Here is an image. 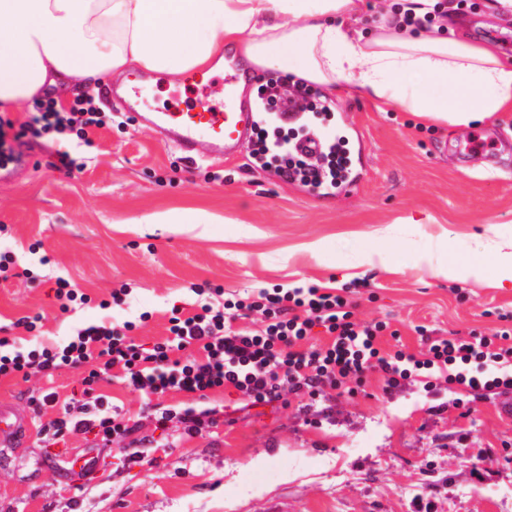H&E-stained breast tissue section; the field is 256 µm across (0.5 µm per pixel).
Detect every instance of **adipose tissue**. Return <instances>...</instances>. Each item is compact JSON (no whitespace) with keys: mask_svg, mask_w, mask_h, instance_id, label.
Here are the masks:
<instances>
[{"mask_svg":"<svg viewBox=\"0 0 512 512\" xmlns=\"http://www.w3.org/2000/svg\"><path fill=\"white\" fill-rule=\"evenodd\" d=\"M357 0H0V112L51 77L205 69L225 45L336 94L340 86L465 127L512 108V68L494 46L383 22Z\"/></svg>","mask_w":512,"mask_h":512,"instance_id":"obj_1","label":"adipose tissue"}]
</instances>
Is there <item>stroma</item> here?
<instances>
[{
    "label": "stroma",
    "mask_w": 512,
    "mask_h": 512,
    "mask_svg": "<svg viewBox=\"0 0 512 512\" xmlns=\"http://www.w3.org/2000/svg\"><path fill=\"white\" fill-rule=\"evenodd\" d=\"M495 0L460 7L449 0L459 32L498 46L512 67V14ZM358 141L361 180L350 194L319 201L242 161L181 165L146 128L97 129L82 173L50 167L38 143L24 144L31 167L0 182V248L25 253L40 242L49 264L44 283L19 274L0 281V327L25 316L44 318L50 338L99 321L91 306L61 311L49 284L62 276L95 298L128 284L114 320L151 312L137 332L149 343L165 335L172 304L192 311L191 284L211 282L233 299L256 288L314 284L350 287L355 318L384 321V350L423 349L426 338L465 336L503 327L512 316V284H498L499 252L512 251V109L473 122L494 130L508 148L461 160L465 133L430 123L351 91L333 98ZM180 165V181L158 177ZM426 335H419V328ZM73 373L0 380V403L48 422L71 393ZM381 374L338 397L331 412L304 414L303 398L247 406L235 390L211 394L224 422L187 436L155 431L145 402L120 379L97 391L141 421L159 442L152 463L124 466L118 448L96 447L92 435L63 441L36 433L0 464V512H411L414 495L432 512H512V419L499 401L469 412L409 388L385 395ZM56 393L57 407L35 413L34 397ZM89 455L92 479L71 468Z\"/></svg>",
    "instance_id": "obj_1"
}]
</instances>
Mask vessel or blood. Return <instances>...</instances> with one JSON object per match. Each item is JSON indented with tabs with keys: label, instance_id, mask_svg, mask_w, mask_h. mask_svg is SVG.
<instances>
[{
	"label": "vessel or blood",
	"instance_id": "obj_1",
	"mask_svg": "<svg viewBox=\"0 0 512 512\" xmlns=\"http://www.w3.org/2000/svg\"><path fill=\"white\" fill-rule=\"evenodd\" d=\"M224 81V105L216 107L204 100L210 85L207 78L189 73L180 77L185 92L196 95L199 102L193 112H143L139 109L138 84L120 77H107L99 87L98 95L105 107L120 106L133 122L151 128L160 143L176 152L181 160L195 165L200 159L197 146L206 143L208 163L223 164L241 159L251 169L261 168L256 155L257 136L262 129L274 127L283 131L292 127L308 130L293 149L304 159L315 160L324 146L332 141L333 129H309V113L300 109L299 102L279 104L277 111H265L259 96L251 95V72L245 65L232 62L221 74ZM32 430L28 415L12 406H0V449L12 452L23 449Z\"/></svg>",
	"mask_w": 512,
	"mask_h": 512
}]
</instances>
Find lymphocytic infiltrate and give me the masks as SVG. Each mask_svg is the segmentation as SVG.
Wrapping results in <instances>:
<instances>
[{"instance_id": "obj_1", "label": "lymphocytic infiltrate", "mask_w": 512, "mask_h": 512, "mask_svg": "<svg viewBox=\"0 0 512 512\" xmlns=\"http://www.w3.org/2000/svg\"><path fill=\"white\" fill-rule=\"evenodd\" d=\"M112 115L98 97L79 93L67 102L54 92L35 95L22 124L0 119V158H11L24 141L56 145L52 166L66 175L82 172V148L92 147V131L111 126ZM197 310L185 314L182 306L169 310L166 336L150 345L132 337L150 312L122 322L104 318L76 328L64 340L43 337L41 316L20 318L16 326L35 339L19 347L11 336L0 337V379L48 374L68 368L78 374L80 397L64 408L62 416L44 426L51 439L73 431L93 434L102 447L120 445L128 463L149 461L152 436L141 434L140 421L112 409L96 394V384L119 373L124 385L146 397L145 412L157 429L177 426L194 434L217 427L223 409L205 406L211 393L234 389L246 402L273 404L290 395L307 397L316 406L331 400L345 384H363L367 373L383 376V390L393 395L412 386L437 395L452 394L454 407L512 394V328L470 338L429 339L419 353L383 350L380 339L386 322L354 320L351 302L343 290L315 285L261 288L244 298L227 299L210 283L191 284ZM55 298L62 311L97 303L99 308L125 304L130 290L113 289L109 299L93 301L68 279L57 278ZM260 315L263 329L256 334L234 331L231 320ZM323 327L330 338L322 348H302L314 327ZM173 393L197 395L198 404L171 405L164 398Z\"/></svg>"}]
</instances>
